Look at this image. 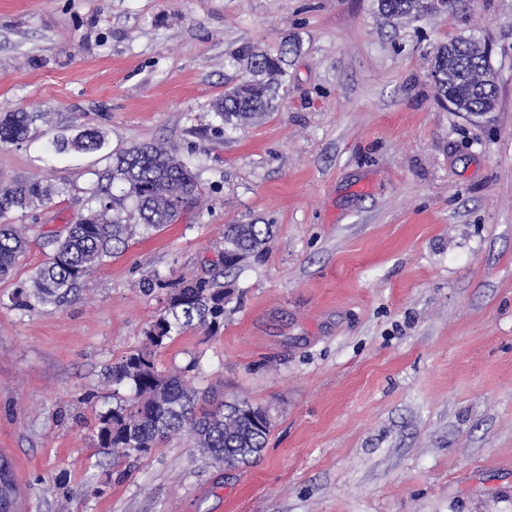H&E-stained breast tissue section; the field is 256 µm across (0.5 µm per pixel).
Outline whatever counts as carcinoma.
<instances>
[{
  "label": "carcinoma",
  "instance_id": "obj_1",
  "mask_svg": "<svg viewBox=\"0 0 512 512\" xmlns=\"http://www.w3.org/2000/svg\"><path fill=\"white\" fill-rule=\"evenodd\" d=\"M378 12L389 20H415L429 13L426 0H377ZM477 40L458 37L438 44L432 66L439 74L435 96L451 98L457 112L476 115L495 110L498 87L488 58L474 53ZM299 42L288 38L275 55L245 45L226 60L246 63L252 78L228 90L212 104L219 135L264 112L278 108V92L287 75L288 55ZM37 120L51 125L47 112H13L0 118V143L25 140ZM106 135L94 128L49 140L53 151L94 153L103 149ZM120 185L122 195L111 187ZM59 194L51 183L14 181L0 184V219L13 211L49 208ZM203 195L200 173L184 163L161 142L133 146L116 157L107 184L91 192L94 207L74 224L49 236L53 251L31 277L30 288L16 295L19 307L60 303L77 290L87 272L104 258L126 248L137 237L175 224L196 207ZM134 202L124 209V200ZM273 235L270 224H227L224 227V270L237 268L248 258L259 259ZM26 227L0 224V280L14 273L26 254ZM169 289L167 307L145 332V348L124 356L107 368L112 384L132 386L134 396L121 399L98 417V447L119 460L131 454L146 455L159 442L188 434L194 447L211 463L246 464L266 445L270 422L266 412L245 399L221 402L196 414L197 393L177 374H165L155 364V350L173 335L196 324L214 326L224 317V290L202 278L182 277L164 284Z\"/></svg>",
  "mask_w": 512,
  "mask_h": 512
}]
</instances>
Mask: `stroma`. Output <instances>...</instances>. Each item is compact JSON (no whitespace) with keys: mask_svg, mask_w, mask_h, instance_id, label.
Wrapping results in <instances>:
<instances>
[{"mask_svg":"<svg viewBox=\"0 0 512 512\" xmlns=\"http://www.w3.org/2000/svg\"><path fill=\"white\" fill-rule=\"evenodd\" d=\"M289 35L278 109L216 143L210 105L246 76L225 58ZM469 35L496 75L485 116L439 104L429 78L431 48ZM20 111L107 134L50 153L38 122L0 144V181L60 190L11 213L33 232L0 280V448L24 512H512V0L409 22L375 0H0V117ZM152 140L201 171L200 217L131 241L61 305L11 306L49 232ZM249 223L274 225L269 250L224 274V227ZM186 273L228 292L224 319L158 368L261 407L267 446L219 468L184 435L113 461L97 418L133 391L106 368Z\"/></svg>","mask_w":512,"mask_h":512,"instance_id":"obj_1","label":"stroma"}]
</instances>
